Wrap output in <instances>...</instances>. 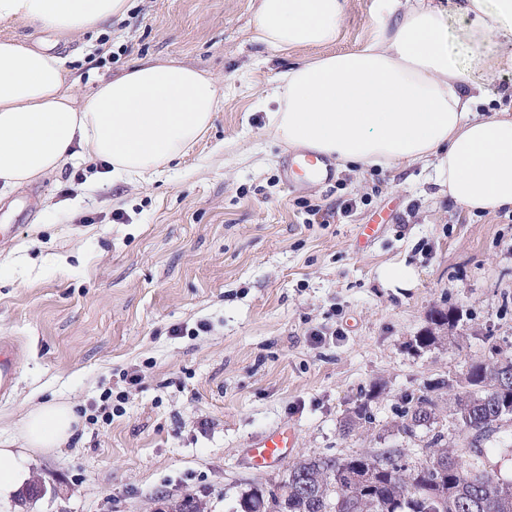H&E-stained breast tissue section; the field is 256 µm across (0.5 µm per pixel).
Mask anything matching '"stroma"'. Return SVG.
Masks as SVG:
<instances>
[{
	"label": "stroma",
	"instance_id": "35a3bbf8",
	"mask_svg": "<svg viewBox=\"0 0 512 512\" xmlns=\"http://www.w3.org/2000/svg\"><path fill=\"white\" fill-rule=\"evenodd\" d=\"M448 48L489 98L512 94V47L463 39L455 0ZM256 0H131L125 17L58 36L16 22L0 40L53 45L84 100L99 77L145 58L174 60L224 84L208 132L179 162L143 180L103 178L100 162L61 170L0 199V336L17 337L18 383L0 401V442L44 401L80 411L70 438L31 466V487L0 512H170L191 495L205 512H237L242 494L273 489L301 459L398 448L414 462L436 433L462 449L446 412L399 429L412 397L459 384L474 362L512 358V212L470 213L431 170L354 166L297 190L289 150L265 131V90L309 50L252 41ZM375 30L373 0H346L335 50ZM352 210H345V203ZM333 210L305 223V205ZM387 212L371 239L364 224ZM411 268L391 287L385 268ZM459 322L417 348L433 311ZM138 381L124 382V372ZM111 394L109 421L90 423ZM367 419L343 433L345 416ZM283 461L247 455L276 429Z\"/></svg>",
	"mask_w": 512,
	"mask_h": 512
}]
</instances>
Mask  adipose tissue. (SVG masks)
Returning a JSON list of instances; mask_svg holds the SVG:
<instances>
[{"label":"adipose tissue","instance_id":"adipose-tissue-1","mask_svg":"<svg viewBox=\"0 0 512 512\" xmlns=\"http://www.w3.org/2000/svg\"><path fill=\"white\" fill-rule=\"evenodd\" d=\"M377 30L329 52L346 0H257L254 42L275 52L315 49L266 92V130L286 148L346 165L433 166L436 182L469 211L512 209V108H494L448 48L446 11L432 0H375ZM129 0H0V23L58 35L124 17ZM464 36L512 46V0H458ZM51 48L0 40V196L82 159L131 180L185 155L224 101L213 76L173 61H141L99 80L76 102ZM78 418L58 401L31 410L21 448H0V498L28 479L34 453L60 447Z\"/></svg>","mask_w":512,"mask_h":512}]
</instances>
